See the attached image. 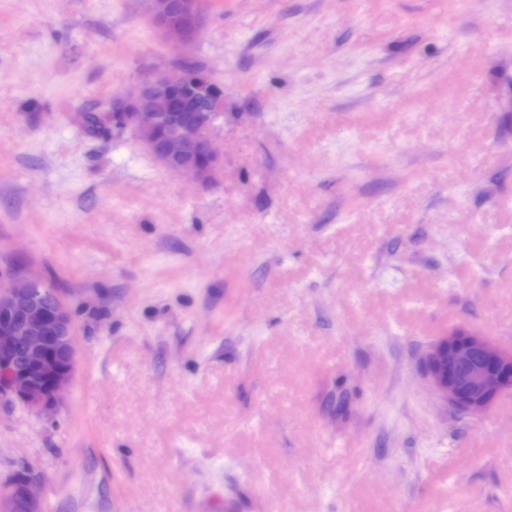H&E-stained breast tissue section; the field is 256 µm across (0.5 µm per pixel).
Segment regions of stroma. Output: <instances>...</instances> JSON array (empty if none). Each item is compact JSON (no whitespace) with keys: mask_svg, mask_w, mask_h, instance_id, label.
Masks as SVG:
<instances>
[{"mask_svg":"<svg viewBox=\"0 0 512 512\" xmlns=\"http://www.w3.org/2000/svg\"><path fill=\"white\" fill-rule=\"evenodd\" d=\"M0 0V264L53 284L76 368L0 406L44 512H512V391L437 405L422 352L512 350V0ZM185 58L224 88L208 184L109 110ZM150 2L151 22L165 41L176 48H186L194 43L195 34L187 25L172 16L168 8V0H151ZM105 115L92 110H83L74 113L73 123L88 135H100L109 132L110 127L105 124Z\"/></svg>","mask_w":512,"mask_h":512,"instance_id":"35a3bbf8","label":"stroma"}]
</instances>
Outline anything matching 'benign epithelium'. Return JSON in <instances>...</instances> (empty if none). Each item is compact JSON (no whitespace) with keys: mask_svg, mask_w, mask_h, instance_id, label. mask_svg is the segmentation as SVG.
Segmentation results:
<instances>
[{"mask_svg":"<svg viewBox=\"0 0 512 512\" xmlns=\"http://www.w3.org/2000/svg\"><path fill=\"white\" fill-rule=\"evenodd\" d=\"M200 14L201 0H180L178 19L170 13L168 0H151L149 12L152 24L176 48L195 41L181 19L195 21ZM182 82L177 69L162 78L145 75L130 92L113 98L108 119L112 130L132 131L164 167L208 182L219 165L209 131L223 116L224 87L200 77L191 97L205 101L206 107L192 121L180 122L177 113L186 107L178 93ZM164 121L171 122L174 131L160 149L155 132ZM190 149L202 160H183ZM20 352L27 358L23 366L17 363ZM74 363L70 312L57 297H48L35 272L0 267V403L50 418L71 381ZM419 368L439 405L459 417L485 415L499 395L512 389V351L468 330L439 337L421 356ZM36 482L30 468L0 482V512H42Z\"/></svg>","mask_w":512,"mask_h":512,"instance_id":"7a95c632","label":"benign epithelium"}]
</instances>
